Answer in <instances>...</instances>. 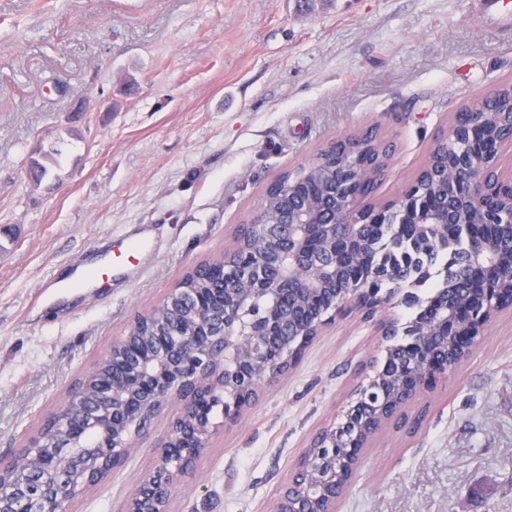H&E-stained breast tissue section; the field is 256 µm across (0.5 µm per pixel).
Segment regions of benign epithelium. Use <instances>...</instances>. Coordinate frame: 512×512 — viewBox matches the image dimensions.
<instances>
[{"instance_id":"obj_1","label":"benign epithelium","mask_w":512,"mask_h":512,"mask_svg":"<svg viewBox=\"0 0 512 512\" xmlns=\"http://www.w3.org/2000/svg\"><path fill=\"white\" fill-rule=\"evenodd\" d=\"M503 87L476 97L484 111L465 113L466 122L452 116L448 137H465L492 123L488 146L454 163L441 164L437 147H432L425 164L404 195L374 210L367 203L368 186L381 182L388 168L359 163L370 145L362 133L332 138L308 164L291 170L304 178H320L328 186L322 199L310 202L288 192V205L273 213L266 207L252 212L245 224L256 229L246 241L234 234V243L224 249V267L241 263L242 274L224 280L223 310L203 315L191 307V289L171 288L163 299L137 315L123 335L112 339L108 351L95 364L118 356L126 362L123 380L94 401L76 392L50 412L58 434H35L29 443L10 455H0V512H55L82 491L102 481L90 450L68 434L79 416L106 440L111 454L109 470L121 467L136 440L148 435L155 421L170 407H178L166 434L155 446L152 470L127 497L124 512H169L168 491L194 473L203 451L220 429L236 424L264 390L294 369L310 343L299 341L288 347L290 336L317 337L337 316L354 311L375 313L386 300L375 293L368 278L340 277L345 264L352 266L368 251L370 243L359 237L366 224L378 223L396 210L401 223L409 225L416 243L440 242L448 238V225L471 230L466 266L470 283L494 288L495 304L512 310V286L496 278L494 265L499 251L493 228L512 223V168L502 169L501 157L512 152V113L496 112ZM436 184H450L451 198L434 207L422 204L421 177ZM274 298L279 307H263ZM161 311L190 314L202 328L195 336L173 331L155 353L143 357L134 349L135 333L153 326ZM468 321L469 329L461 351L469 354L486 335L490 321L485 312L460 308L456 314ZM452 314L443 302L431 315L433 336L441 335ZM400 394L413 401L423 391L457 371L442 357L426 363H411ZM353 404L345 424L356 434L365 433L366 420H353L362 398L382 413L391 403L385 393L371 389L362 379L350 394ZM222 421H215L216 416ZM319 468L308 462L295 465L290 482L277 500L274 512H322L315 492L330 487L344 492L356 464L336 460V429L326 427L315 436Z\"/></svg>"}]
</instances>
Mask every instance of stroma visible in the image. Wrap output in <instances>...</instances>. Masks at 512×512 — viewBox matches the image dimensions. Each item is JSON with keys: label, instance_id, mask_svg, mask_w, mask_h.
Listing matches in <instances>:
<instances>
[{"label": "stroma", "instance_id": "stroma-1", "mask_svg": "<svg viewBox=\"0 0 512 512\" xmlns=\"http://www.w3.org/2000/svg\"><path fill=\"white\" fill-rule=\"evenodd\" d=\"M512 82V27L469 0H0V453L198 261L233 243L265 185L333 137L391 146L398 198L471 97ZM148 225L126 283L60 280ZM374 320H337L224 427L170 512H273L313 436L382 358ZM371 441L336 512H512V314ZM151 440L69 512H122Z\"/></svg>", "mask_w": 512, "mask_h": 512}]
</instances>
